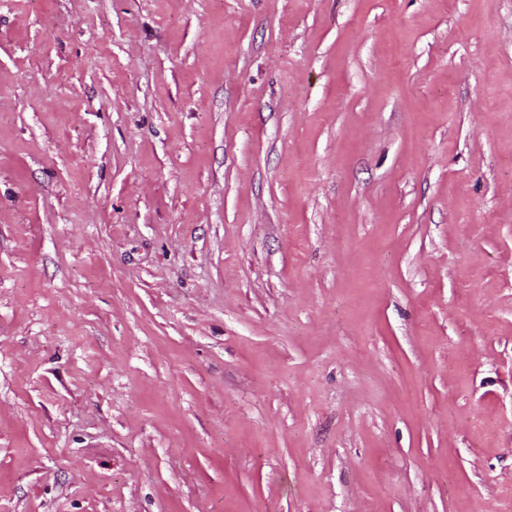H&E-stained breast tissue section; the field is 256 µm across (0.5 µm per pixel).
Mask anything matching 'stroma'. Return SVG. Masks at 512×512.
Segmentation results:
<instances>
[{"label":"stroma","instance_id":"stroma-1","mask_svg":"<svg viewBox=\"0 0 512 512\" xmlns=\"http://www.w3.org/2000/svg\"><path fill=\"white\" fill-rule=\"evenodd\" d=\"M0 512H512V0H0Z\"/></svg>","mask_w":512,"mask_h":512}]
</instances>
